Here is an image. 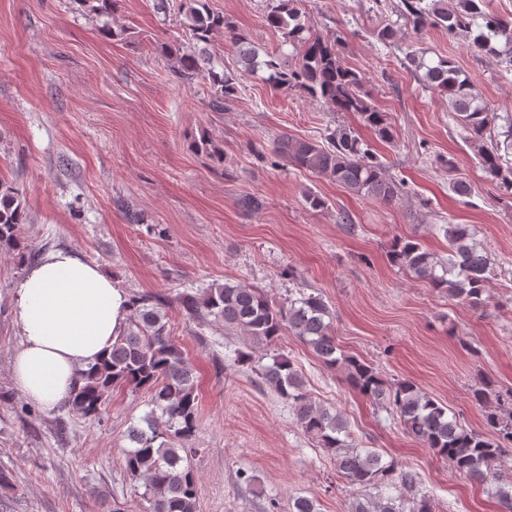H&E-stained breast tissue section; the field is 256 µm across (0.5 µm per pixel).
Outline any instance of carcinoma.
<instances>
[{
	"label": "carcinoma",
	"mask_w": 512,
	"mask_h": 512,
	"mask_svg": "<svg viewBox=\"0 0 512 512\" xmlns=\"http://www.w3.org/2000/svg\"><path fill=\"white\" fill-rule=\"evenodd\" d=\"M98 16L112 15L114 0H81ZM193 46L172 57L173 72L185 79L202 77L210 88L209 107L224 110L236 97L234 75L219 70L211 61L208 47L220 33L230 35L239 48L244 70H264L267 80L278 89H300L321 101L332 112L359 116L383 140L393 138L386 113L378 109L363 89V79L347 66L339 53L342 36L312 33L311 21L299 8L298 0H275L264 16L269 29L280 32L294 47V65L282 55L259 51L233 20L211 10L207 0H181ZM400 13L415 29L428 25L450 36H472L473 46L497 58L504 71L512 70V16L487 12V0H401ZM385 46L402 41L401 29L385 25L372 32ZM403 66L428 90L448 97V111L466 133L483 171L497 182L504 196L512 197V167L503 166L499 150L487 144L491 116L461 68L452 58L425 61L424 53L408 47ZM195 148L224 166V147L202 136ZM272 153L283 161L328 179L353 196L373 199L385 205L407 195L405 183L389 173L373 157L356 132L343 128L325 135L324 141L283 134L273 143ZM26 213L19 190L0 181V251L23 264L31 257L22 236ZM448 257L423 248L415 239L399 238L389 251L391 262L412 276L461 299L475 309L483 306V295L493 268L468 224L444 227ZM177 303L190 318H214L227 333L247 335L255 348L271 346L284 331L291 332L330 368L342 366L346 381L373 403L391 409L404 431L448 461L457 472L490 486L502 512H512V476L499 480L502 459L512 449V390L495 397L486 415L490 433L483 434L462 425L448 405L422 392L414 383L390 382L371 363L355 356L338 354L328 304L319 293L303 294L288 305L271 304L264 292L242 284L184 292ZM166 303L157 297L133 296L129 315L110 352L97 365L78 374L73 394L67 401L71 410L88 419H101L115 388L128 386L149 395L154 411L143 418L144 426L131 430L133 447L125 453L130 474L145 480L143 512H197L196 474L188 459L192 449L185 442L193 435L198 415V394L194 369L181 347L170 337ZM270 363L257 365L256 375L288 404L297 424L336 462V476L366 490L349 505L348 512H432L430 498L420 492L416 473L371 448H357L348 438L347 420L336 411L317 404L306 388L294 362L280 353L267 355ZM166 417L160 428L155 410ZM402 486L407 496H394L389 489Z\"/></svg>",
	"instance_id": "cac0c4a2"
}]
</instances>
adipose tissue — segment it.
Returning <instances> with one entry per match:
<instances>
[{
    "instance_id": "obj_1",
    "label": "adipose tissue",
    "mask_w": 512,
    "mask_h": 512,
    "mask_svg": "<svg viewBox=\"0 0 512 512\" xmlns=\"http://www.w3.org/2000/svg\"><path fill=\"white\" fill-rule=\"evenodd\" d=\"M14 309L22 340L13 383L26 400L51 410L123 331L129 295L100 266L59 248L26 268Z\"/></svg>"
}]
</instances>
